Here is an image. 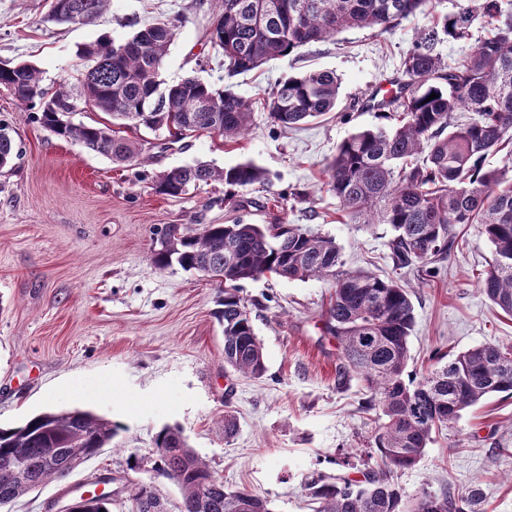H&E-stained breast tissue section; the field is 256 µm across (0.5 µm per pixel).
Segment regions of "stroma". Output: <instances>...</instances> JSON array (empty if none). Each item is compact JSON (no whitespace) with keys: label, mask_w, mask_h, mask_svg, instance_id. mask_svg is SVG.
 <instances>
[{"label":"stroma","mask_w":512,"mask_h":512,"mask_svg":"<svg viewBox=\"0 0 512 512\" xmlns=\"http://www.w3.org/2000/svg\"><path fill=\"white\" fill-rule=\"evenodd\" d=\"M50 0H0V62H28L45 83L77 87L78 51L100 38L122 41L157 17L184 23L164 59L171 84L196 76L248 99L277 80L311 69L341 80L336 111L293 129L270 125L256 108L252 128L234 141L199 133L166 145L165 132L140 130L145 163L119 166L58 139L24 104L0 89V119L18 133L23 154L0 171V425L47 411L89 410L127 428L125 448H105L65 478L44 484L0 512H57L111 478L112 512H133L130 486H153L166 512H178L179 489L152 470V439L179 427L214 476L231 489L266 499L272 512H311L304 486L317 474L339 475L338 458L361 463L377 422L365 407L359 378L336 382L339 351L325 331L332 288L317 279L264 275L241 294L264 346L263 378L224 365V336L213 315L215 284L179 266L160 268L151 255L167 224H250L284 219L333 238L345 268L393 278L415 307L409 372L425 374L432 350L458 353L485 343H512L504 316L476 285L494 258L479 225L457 226L459 245L437 264L436 277L396 270L389 225L353 223L324 184L327 159L363 128L389 126L362 108L382 84L401 76L400 63L419 14L388 32L349 29L245 75L228 77L206 43L217 0H110L87 24L48 19ZM199 161L223 168L253 162L269 182L226 201L223 183L170 198L152 188L160 173ZM237 418L225 437L218 421ZM143 461L129 467L130 458ZM512 397L491 395L436 433L416 466L394 474L405 495L462 493L482 486L486 512H512Z\"/></svg>","instance_id":"obj_1"}]
</instances>
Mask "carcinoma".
<instances>
[{
    "label": "carcinoma",
    "instance_id": "obj_1",
    "mask_svg": "<svg viewBox=\"0 0 512 512\" xmlns=\"http://www.w3.org/2000/svg\"><path fill=\"white\" fill-rule=\"evenodd\" d=\"M51 20H93L109 0H62ZM207 39L224 57L231 77L250 72L295 49L328 41L347 28L383 33L425 11L428 0H218ZM481 21L491 36L463 59L445 63L435 52L436 35L463 39ZM183 19L156 20L122 42L101 38L83 46L79 98L109 122L74 123L77 111L68 83L42 84L40 70L17 62L0 65V88L36 110L33 119L57 138L79 144L120 164L141 160L139 143L115 127L152 132L174 127L181 141L195 132L229 141L254 121L252 102L230 88L219 90L190 76L167 85L159 79L169 47ZM408 83L366 106L386 112L396 125L367 128L343 141L323 168L339 212L367 227L389 225L391 258L399 269L415 267L432 278L434 263L453 251L458 224H478L494 248V261L478 278L485 297L512 317V178L506 169H486L484 160L512 142V10L500 0H465L459 10L433 18L413 38L401 61ZM340 79L332 71L290 76L264 97L271 123L290 128L336 109ZM433 93L438 97L429 99ZM468 112L464 123L454 113ZM6 120H0V170L20 156ZM212 181L227 197L264 185L263 168L252 162L218 168L198 162L163 172L155 193L178 197ZM162 267L174 264L214 280L219 287L215 316L224 333V363L233 371L261 377L266 371L240 285L265 274L292 280H329L334 292L325 313L326 331L340 349L337 381L358 376L367 403L381 410L360 478L323 475L305 484L315 512H481L477 485L464 494L422 491L412 499L392 473L414 467L436 430L458 421L484 398L512 394V345L488 343L454 355L438 353L427 374L407 372L409 339L415 324L407 288L365 272L343 269L333 238L296 224L167 225L153 255ZM126 428L88 411L46 412L12 427H0V505L53 479L110 446ZM153 471L182 493L180 512H271L268 502L246 489L230 490L187 443L182 431L166 426L152 439ZM130 497L136 512L146 499L159 500L150 485L136 484Z\"/></svg>",
    "mask_w": 512,
    "mask_h": 512
}]
</instances>
